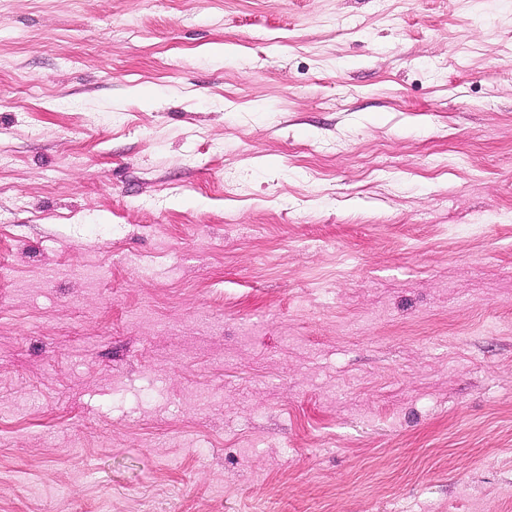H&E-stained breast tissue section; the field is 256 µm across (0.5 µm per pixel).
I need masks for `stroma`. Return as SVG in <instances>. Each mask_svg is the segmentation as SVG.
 <instances>
[{
	"label": "stroma",
	"mask_w": 512,
	"mask_h": 512,
	"mask_svg": "<svg viewBox=\"0 0 512 512\" xmlns=\"http://www.w3.org/2000/svg\"><path fill=\"white\" fill-rule=\"evenodd\" d=\"M0 512H512V0H0Z\"/></svg>",
	"instance_id": "obj_1"
}]
</instances>
